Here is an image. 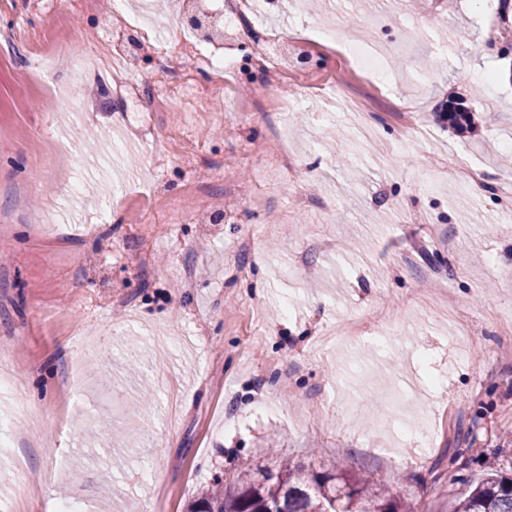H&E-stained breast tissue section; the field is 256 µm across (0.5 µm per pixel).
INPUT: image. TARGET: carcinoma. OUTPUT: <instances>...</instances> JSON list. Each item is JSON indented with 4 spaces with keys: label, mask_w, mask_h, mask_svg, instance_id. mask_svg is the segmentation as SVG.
I'll return each instance as SVG.
<instances>
[{
    "label": "carcinoma",
    "mask_w": 512,
    "mask_h": 512,
    "mask_svg": "<svg viewBox=\"0 0 512 512\" xmlns=\"http://www.w3.org/2000/svg\"><path fill=\"white\" fill-rule=\"evenodd\" d=\"M486 467V478L454 500L453 512H512V476L501 472L497 458ZM259 473L249 461L238 464L231 479L215 477L187 512H414L410 501L385 490L370 472L306 473L282 458L271 476Z\"/></svg>",
    "instance_id": "1"
}]
</instances>
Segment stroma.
<instances>
[{"label": "stroma", "mask_w": 512, "mask_h": 512, "mask_svg": "<svg viewBox=\"0 0 512 512\" xmlns=\"http://www.w3.org/2000/svg\"><path fill=\"white\" fill-rule=\"evenodd\" d=\"M139 2L0 0V356L19 366L0 412L38 421L35 492L14 501L6 468L0 499L186 512L277 449L308 472L372 467L417 512H451L456 475L512 461V18L493 39L500 0H261L262 22L304 40L270 91L294 111L230 95L196 111L198 72L155 112L159 62L186 65L169 50L181 23L173 0L151 23ZM325 21L338 46L307 41ZM116 26L134 37V98L73 83ZM348 43L381 60L387 96ZM73 88L83 111L61 103ZM448 101L470 127L437 120ZM281 129L286 169L266 154Z\"/></svg>", "instance_id": "obj_1"}]
</instances>
